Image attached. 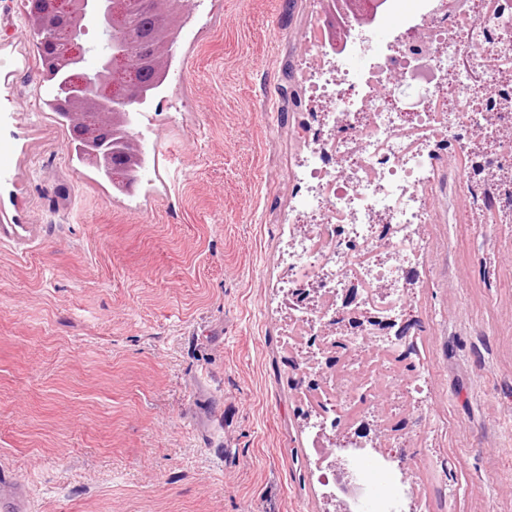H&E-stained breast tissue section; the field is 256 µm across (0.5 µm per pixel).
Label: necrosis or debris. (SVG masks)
<instances>
[{"label":"necrosis or debris","instance_id":"1","mask_svg":"<svg viewBox=\"0 0 512 512\" xmlns=\"http://www.w3.org/2000/svg\"><path fill=\"white\" fill-rule=\"evenodd\" d=\"M461 2L457 13L430 26L431 54L410 53L398 59L393 50L377 52L372 34L365 32L348 41L335 68V81L318 86L334 99L323 116L324 127L342 130L362 110L371 119L359 133L360 148L354 157H345L337 139L312 147L303 176L322 183L324 190L299 197L296 207L320 215L321 221L299 244L294 262L313 274L323 273L316 243L334 241L336 276L329 284L343 287L359 253L374 243V213H387L392 233L385 242L395 258L380 266L378 275L395 289L381 302L393 317L399 314L407 288L404 272L425 248L418 231L429 212L420 189L430 181L432 169L425 155L411 149L400 134V86L390 81V73L398 71L423 84L434 99L435 108L413 113L412 121L448 155L467 148L475 130L490 136L512 126V111L499 110L501 101L512 102V80H502L499 67L504 43L512 42V0H495L491 9L485 0ZM481 71L490 74V81H478ZM344 167L354 169L352 180L341 176Z\"/></svg>","mask_w":512,"mask_h":512}]
</instances>
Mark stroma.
<instances>
[{
    "instance_id": "1",
    "label": "stroma",
    "mask_w": 512,
    "mask_h": 512,
    "mask_svg": "<svg viewBox=\"0 0 512 512\" xmlns=\"http://www.w3.org/2000/svg\"><path fill=\"white\" fill-rule=\"evenodd\" d=\"M421 0H389L377 47ZM321 0H189L146 107L133 192L76 158L46 105L22 0H0V469L32 512H325L306 363L284 307L291 209L314 125ZM429 243L403 304L428 397H378L404 363L353 347L338 383L403 423L366 498L512 512V224L476 215L462 157H433Z\"/></svg>"
}]
</instances>
